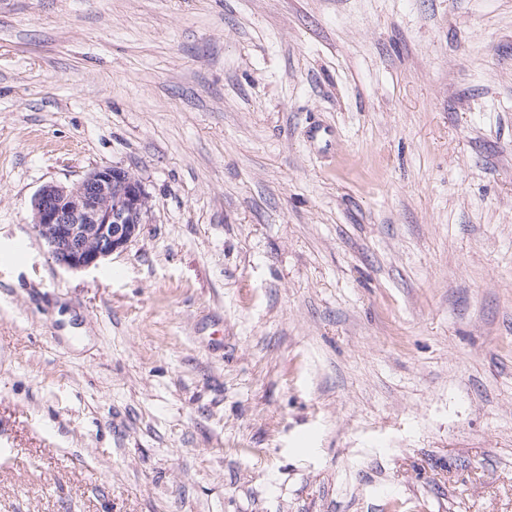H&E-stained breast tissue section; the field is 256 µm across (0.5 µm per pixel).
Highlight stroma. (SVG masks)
<instances>
[{
	"mask_svg": "<svg viewBox=\"0 0 512 512\" xmlns=\"http://www.w3.org/2000/svg\"><path fill=\"white\" fill-rule=\"evenodd\" d=\"M0 512H512V0H0ZM147 208L141 181L104 165L71 186L44 185L32 201V224L58 265L83 271L124 248Z\"/></svg>",
	"mask_w": 512,
	"mask_h": 512,
	"instance_id": "1",
	"label": "stroma"
}]
</instances>
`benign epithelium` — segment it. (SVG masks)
I'll return each instance as SVG.
<instances>
[{"mask_svg":"<svg viewBox=\"0 0 512 512\" xmlns=\"http://www.w3.org/2000/svg\"><path fill=\"white\" fill-rule=\"evenodd\" d=\"M147 208L141 181L104 165L71 186L44 185L32 201L33 228L58 265L83 271L124 248Z\"/></svg>","mask_w":512,"mask_h":512,"instance_id":"obj_1","label":"benign epithelium"}]
</instances>
